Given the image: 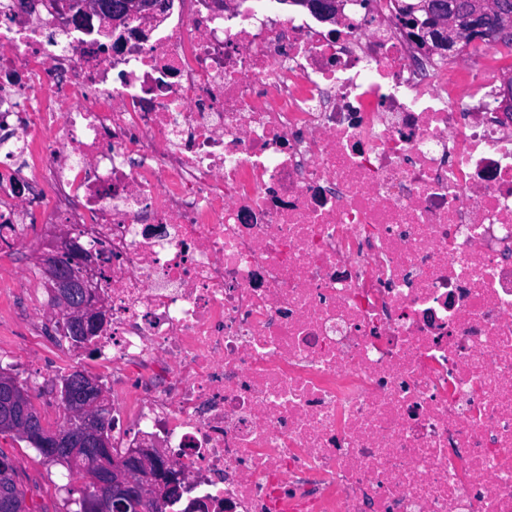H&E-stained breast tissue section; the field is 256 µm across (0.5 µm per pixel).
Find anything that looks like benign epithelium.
<instances>
[{"instance_id": "benign-epithelium-1", "label": "benign epithelium", "mask_w": 512, "mask_h": 512, "mask_svg": "<svg viewBox=\"0 0 512 512\" xmlns=\"http://www.w3.org/2000/svg\"><path fill=\"white\" fill-rule=\"evenodd\" d=\"M107 13H114L123 19L129 18L138 9L136 0H122L121 3L105 6ZM429 20L427 34L438 47L453 54L458 42L466 39H481L488 34H507L512 25H500L497 21V5L491 0H476L474 11L469 17L468 28L456 26L449 0H436L427 6ZM48 279L54 288L55 297L62 306L72 312L75 331L80 336H90L106 320L107 312L97 295V279L100 278L101 258L95 250L87 248L79 239L65 232L60 241L52 247L44 258ZM87 396L81 410V420H94L101 397L97 396L96 381L81 380ZM25 438L38 448H46L59 454L66 450L76 454L81 443L68 438L57 430L45 428L41 421L28 416L23 411L19 415ZM150 449L133 448L125 456L114 461V465L104 464V469L96 479L99 494L112 502V510L137 507L143 490L149 489L157 496L180 492L186 474L170 463L157 457L148 456Z\"/></svg>"}]
</instances>
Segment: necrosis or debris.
Here are the masks:
<instances>
[{
	"label": "necrosis or debris",
	"instance_id": "4bbe7bcc",
	"mask_svg": "<svg viewBox=\"0 0 512 512\" xmlns=\"http://www.w3.org/2000/svg\"><path fill=\"white\" fill-rule=\"evenodd\" d=\"M402 0H0V251L104 257L113 448L206 512H512L506 48Z\"/></svg>",
	"mask_w": 512,
	"mask_h": 512
}]
</instances>
